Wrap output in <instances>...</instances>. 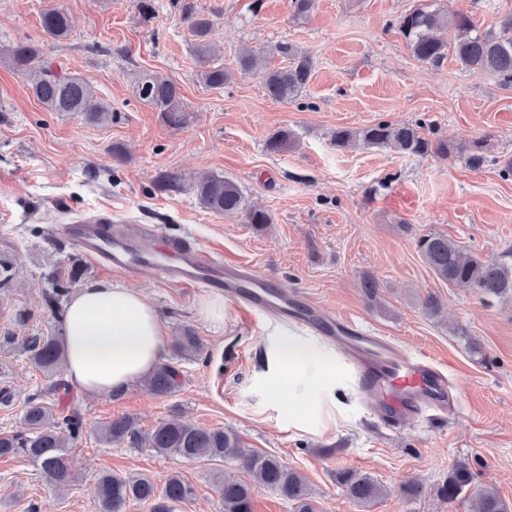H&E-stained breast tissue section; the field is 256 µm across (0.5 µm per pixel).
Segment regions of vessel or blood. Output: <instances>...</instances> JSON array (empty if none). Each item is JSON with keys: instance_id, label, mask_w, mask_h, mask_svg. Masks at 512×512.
Instances as JSON below:
<instances>
[{"instance_id": "obj_1", "label": "vessel or blood", "mask_w": 512, "mask_h": 512, "mask_svg": "<svg viewBox=\"0 0 512 512\" xmlns=\"http://www.w3.org/2000/svg\"><path fill=\"white\" fill-rule=\"evenodd\" d=\"M64 231L102 267L127 278H137L150 269L176 287L217 290L244 314L274 313L319 331L344 350L385 426L398 429L425 410L453 414L460 407L458 397L448 390L446 371L427 356L402 354L387 337L366 330L359 322L276 288L269 277L217 260L193 238L117 225L108 214L77 220Z\"/></svg>"}]
</instances>
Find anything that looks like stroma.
Returning a JSON list of instances; mask_svg holds the SVG:
<instances>
[{
	"instance_id": "obj_1",
	"label": "stroma",
	"mask_w": 512,
	"mask_h": 512,
	"mask_svg": "<svg viewBox=\"0 0 512 512\" xmlns=\"http://www.w3.org/2000/svg\"><path fill=\"white\" fill-rule=\"evenodd\" d=\"M214 19L213 39L229 75L223 88L196 75L194 38L169 0H154L151 22L139 19L135 0H0V44L30 40L55 67L79 75L112 108L100 126L78 113L50 112L25 78L0 59V259L14 275L0 285V435L23 432L29 395L54 379L35 370L22 341L57 336L62 323L46 307L44 275L80 265L81 285L125 286L99 269L63 227L100 212L194 236L229 261L249 263L280 287L299 290L342 316L392 338L410 356L446 363L461 395L456 421L425 411L401 431L384 428L359 391L355 372L336 344L277 317L248 318L225 303L215 321L203 310L208 288H172L153 273L134 283L159 312L168 341L193 329L205 350L164 361L177 372L174 393L157 397L142 383L94 397L75 384L51 394L56 409L79 407L83 433L70 452L71 481L56 489L23 454L0 458V512H99L94 486L104 473L147 475L164 487L170 475L194 489L190 501L166 502L167 512H223L220 477L242 480L241 461H187L151 448L105 442L101 431L116 418L132 419L140 433L177 418L208 429L234 430L246 451L274 455L300 472L317 512H470L469 498L452 503L432 492L457 463H468L475 486H490L512 505V299H484L437 278L420 255L419 235L435 233L487 259L512 261V178L497 166L418 157L358 144L336 148L339 127L358 130L380 121L422 122L431 138L458 142L487 138L488 155L512 158V87L496 76L463 70L452 59L432 67L412 55L396 22L418 8L448 7L480 30L495 28L512 0H315L306 16L291 0H195ZM51 7L71 17L69 36L48 42L41 15ZM294 44L313 69L292 100L272 99L261 71L242 74L243 49ZM142 71L178 82L187 122L168 126L138 100ZM291 131L290 151L266 152V137ZM126 161L115 165L113 144ZM164 171L185 178L204 173L233 178L248 205L267 211L259 227L239 216L204 209L192 191L168 195L154 181ZM378 288L367 294L363 276ZM440 305L432 313L427 296ZM26 322H17L18 312ZM299 336L336 359L342 396L321 417L298 423L311 402L307 386L288 389L267 378L275 344ZM482 347L472 355L463 338ZM371 475L387 488L365 505L337 485V469ZM423 482L425 495L409 499L402 485Z\"/></svg>"
}]
</instances>
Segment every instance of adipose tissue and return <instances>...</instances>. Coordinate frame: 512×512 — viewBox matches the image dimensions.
Masks as SVG:
<instances>
[{"mask_svg": "<svg viewBox=\"0 0 512 512\" xmlns=\"http://www.w3.org/2000/svg\"><path fill=\"white\" fill-rule=\"evenodd\" d=\"M62 341L68 377L85 393L109 395L158 365L165 336L154 307L138 292L98 283L69 300ZM277 382L309 385L318 403L336 401V361L298 336L278 344Z\"/></svg>", "mask_w": 512, "mask_h": 512, "instance_id": "obj_1", "label": "adipose tissue"}]
</instances>
